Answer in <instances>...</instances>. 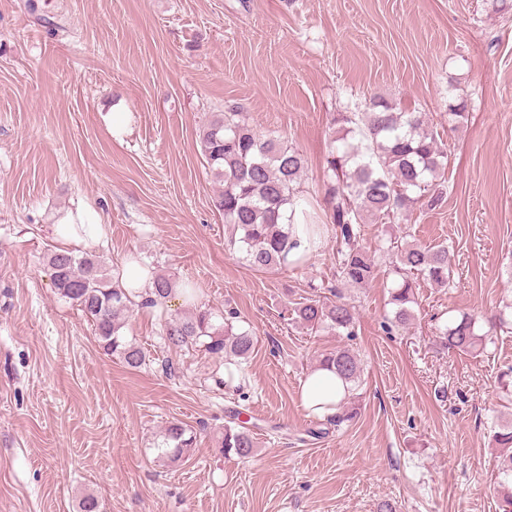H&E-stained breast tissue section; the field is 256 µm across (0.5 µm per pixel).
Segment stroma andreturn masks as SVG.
<instances>
[{
  "label": "stroma",
  "mask_w": 512,
  "mask_h": 512,
  "mask_svg": "<svg viewBox=\"0 0 512 512\" xmlns=\"http://www.w3.org/2000/svg\"><path fill=\"white\" fill-rule=\"evenodd\" d=\"M467 101L448 126V90ZM380 95L426 113L448 145L440 207L364 227L377 275L341 286L354 338L295 327L287 310L332 282L336 238L305 266L259 273L224 246L219 191L198 142L237 106L260 135L305 157L303 194L324 209L333 119ZM103 224L106 272L139 260L195 300L139 309L130 370L51 284L54 224ZM448 246L453 284L423 281L411 325L386 331L393 242ZM512 300V12L496 0H0V512H503L493 424L512 423L498 380L512 333L444 349L440 327ZM235 309L257 345L246 381L223 360L169 347L164 319ZM347 348L361 383L352 422L310 437L300 386L316 357ZM174 373H166L165 362ZM256 435L221 455L232 411ZM198 432L168 466V422Z\"/></svg>",
  "instance_id": "1"
}]
</instances>
